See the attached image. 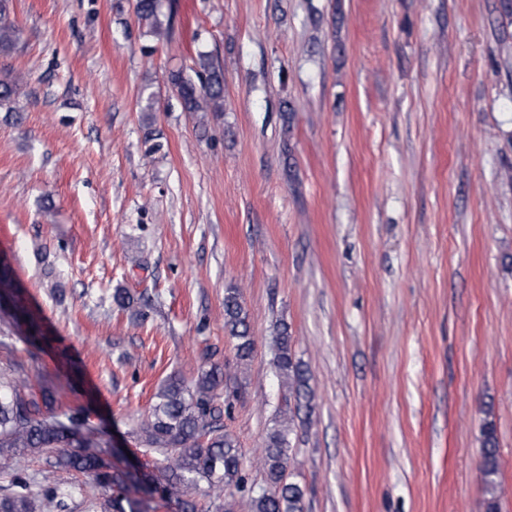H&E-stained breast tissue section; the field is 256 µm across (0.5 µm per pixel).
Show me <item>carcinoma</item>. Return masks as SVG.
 I'll return each instance as SVG.
<instances>
[{"label":"carcinoma","mask_w":512,"mask_h":512,"mask_svg":"<svg viewBox=\"0 0 512 512\" xmlns=\"http://www.w3.org/2000/svg\"><path fill=\"white\" fill-rule=\"evenodd\" d=\"M137 15L151 22L154 32L160 31V0H138ZM20 36L9 0H0V53L11 52ZM202 65L205 75L199 81L178 73L172 83L186 111L220 112L223 74L207 59ZM18 95L13 80L0 79V107ZM0 297L12 299V320L24 326L28 345L48 342L39 311L17 288V277L8 263L0 266ZM224 329L235 342V368L239 369L250 361L254 340L235 287L225 289ZM277 333L274 364L294 406L267 432L260 464L269 489L246 499L250 512H304V491L287 478V468L298 427L312 415L314 393L308 370L292 351L288 325L280 324ZM233 380H238L237 375L214 364L195 379L171 375L162 382L148 415L134 429L138 443L160 456L156 473L140 478L113 472L104 462L111 436L91 420L89 409L58 405V389L41 381L32 384L22 363L0 368V472L15 474L11 492L0 497V512H60L64 499L82 493L68 479L43 486L34 476H21V459L29 455L45 458L55 469H73L108 490L109 496L98 504L101 512H157L170 505L177 512H198L188 491L202 484L211 498V512H234L233 502L224 499V493L230 489L244 492L246 478L237 441L224 430L228 404L220 393ZM491 415L492 410H485L481 427V474L485 512H500L499 443ZM134 487L142 496H135Z\"/></svg>","instance_id":"1"}]
</instances>
